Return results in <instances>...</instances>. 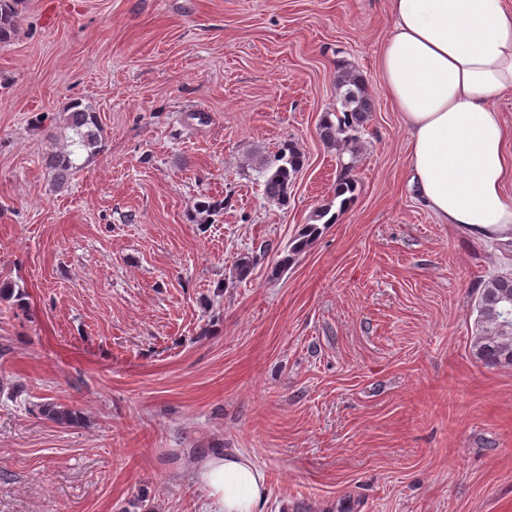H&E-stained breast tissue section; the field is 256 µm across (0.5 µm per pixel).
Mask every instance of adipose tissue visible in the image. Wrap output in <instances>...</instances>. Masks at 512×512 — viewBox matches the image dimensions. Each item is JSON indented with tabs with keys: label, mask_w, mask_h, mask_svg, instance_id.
<instances>
[{
	"label": "adipose tissue",
	"mask_w": 512,
	"mask_h": 512,
	"mask_svg": "<svg viewBox=\"0 0 512 512\" xmlns=\"http://www.w3.org/2000/svg\"><path fill=\"white\" fill-rule=\"evenodd\" d=\"M392 30L377 65L409 139L410 186L439 223L512 240V0H388ZM209 512H259L265 473L241 453L196 474Z\"/></svg>",
	"instance_id": "adipose-tissue-1"
}]
</instances>
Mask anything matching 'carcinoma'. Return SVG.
<instances>
[{
  "instance_id": "1",
  "label": "carcinoma",
  "mask_w": 512,
  "mask_h": 512,
  "mask_svg": "<svg viewBox=\"0 0 512 512\" xmlns=\"http://www.w3.org/2000/svg\"><path fill=\"white\" fill-rule=\"evenodd\" d=\"M23 0H0V42L11 39L16 32V18ZM336 108L326 113L319 125L322 143L336 150L338 157L349 155L342 165L336 181L334 198L339 200V210H345L354 198L357 183L352 176L364 149L361 133L374 112V100L368 93L364 79L353 68H337L334 76ZM67 127L73 131L71 144L95 152L100 144L94 113L74 104L66 117ZM72 152L60 151L48 157V167L63 182L72 171ZM302 154L292 144L282 146L276 154L258 162L259 173L264 178L263 195L271 202L283 205L288 201L289 185L300 170ZM320 234L316 224H308L291 248L299 253ZM477 317L473 336L472 354L487 367L512 366V275H496L480 289L476 297ZM39 415L60 425H72L81 419L75 409L48 403L38 406Z\"/></svg>"
}]
</instances>
